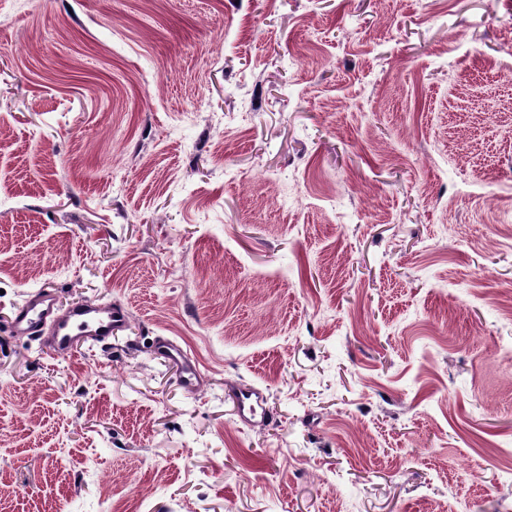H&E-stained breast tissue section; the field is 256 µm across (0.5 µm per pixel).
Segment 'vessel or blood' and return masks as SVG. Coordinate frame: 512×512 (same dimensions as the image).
<instances>
[{"label":"vessel or blood","instance_id":"vessel-or-blood-1","mask_svg":"<svg viewBox=\"0 0 512 512\" xmlns=\"http://www.w3.org/2000/svg\"><path fill=\"white\" fill-rule=\"evenodd\" d=\"M127 312L117 304H82L57 314L55 299L50 292L40 290L17 306L10 322L13 334L36 341L43 353L63 356L81 344L110 345L113 335L126 324ZM158 352L180 364L184 385L198 384L200 372L187 356L186 351L171 341H161ZM238 415L249 422L265 416L263 396L257 389L240 388L237 393Z\"/></svg>","mask_w":512,"mask_h":512}]
</instances>
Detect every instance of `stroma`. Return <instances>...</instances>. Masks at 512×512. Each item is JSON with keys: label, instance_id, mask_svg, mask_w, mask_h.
<instances>
[{"label": "stroma", "instance_id": "stroma-1", "mask_svg": "<svg viewBox=\"0 0 512 512\" xmlns=\"http://www.w3.org/2000/svg\"><path fill=\"white\" fill-rule=\"evenodd\" d=\"M0 129V512H512V0H0ZM126 319V309L112 303L82 304L59 316L54 296L43 289L16 307L10 328L13 334L36 341L43 353L58 357L71 354L79 344L110 345ZM157 351L169 360L181 365V379L184 385L194 386L198 384L200 372L196 365L190 361L186 351L182 347L174 342L163 340L158 343ZM238 415L242 421L250 422L257 416L268 420L269 416L263 407L262 393L254 388L243 387L237 393Z\"/></svg>", "mask_w": 512, "mask_h": 512}]
</instances>
